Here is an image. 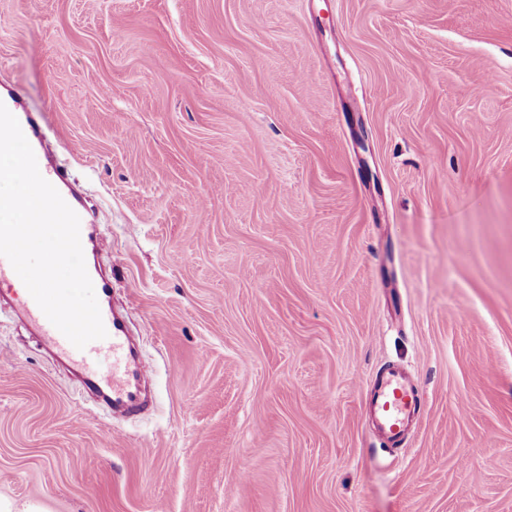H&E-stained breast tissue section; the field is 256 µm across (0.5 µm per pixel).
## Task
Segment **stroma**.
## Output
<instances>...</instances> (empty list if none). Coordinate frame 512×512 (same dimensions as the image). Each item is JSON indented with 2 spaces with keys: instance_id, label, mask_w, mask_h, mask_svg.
<instances>
[{
  "instance_id": "obj_1",
  "label": "stroma",
  "mask_w": 512,
  "mask_h": 512,
  "mask_svg": "<svg viewBox=\"0 0 512 512\" xmlns=\"http://www.w3.org/2000/svg\"><path fill=\"white\" fill-rule=\"evenodd\" d=\"M4 87L112 227L153 402L112 418L0 313V497L512 512V0H0ZM367 397L373 421L388 446L400 449L423 407L413 374L403 363H389L373 376Z\"/></svg>"
}]
</instances>
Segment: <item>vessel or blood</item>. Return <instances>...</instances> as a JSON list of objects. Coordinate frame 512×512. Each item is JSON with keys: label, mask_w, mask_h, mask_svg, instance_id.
Returning a JSON list of instances; mask_svg holds the SVG:
<instances>
[{"label": "vessel or blood", "mask_w": 512, "mask_h": 512, "mask_svg": "<svg viewBox=\"0 0 512 512\" xmlns=\"http://www.w3.org/2000/svg\"><path fill=\"white\" fill-rule=\"evenodd\" d=\"M7 109L14 113L29 142L44 179L50 182L65 202L79 198L82 190L71 183L66 169L57 160V147L44 132V116L20 111V95L8 91L0 97ZM80 219V240L83 250L102 245L110 235L111 227L96 221L83 212ZM106 338L90 342L77 349L45 316L32 296L26 295L13 303V310L21 316L38 337L42 346L66 359L80 374L84 387L113 408L133 413L142 406L138 383L144 377L135 355L134 344L122 315L112 305V282L95 268H88ZM371 416L388 446H404L412 425L417 422L423 407L416 379L405 364L389 363L377 370L367 393Z\"/></svg>", "instance_id": "b4317fda"}]
</instances>
